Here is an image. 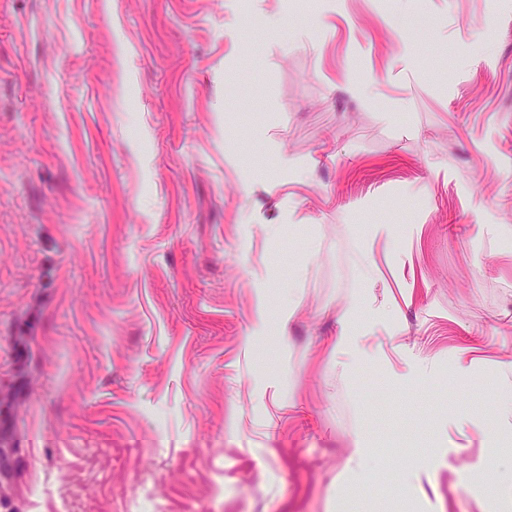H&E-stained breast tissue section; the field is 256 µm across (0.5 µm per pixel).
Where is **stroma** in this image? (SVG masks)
<instances>
[{"instance_id":"obj_1","label":"stroma","mask_w":512,"mask_h":512,"mask_svg":"<svg viewBox=\"0 0 512 512\" xmlns=\"http://www.w3.org/2000/svg\"><path fill=\"white\" fill-rule=\"evenodd\" d=\"M502 491L512 0H0V512Z\"/></svg>"}]
</instances>
